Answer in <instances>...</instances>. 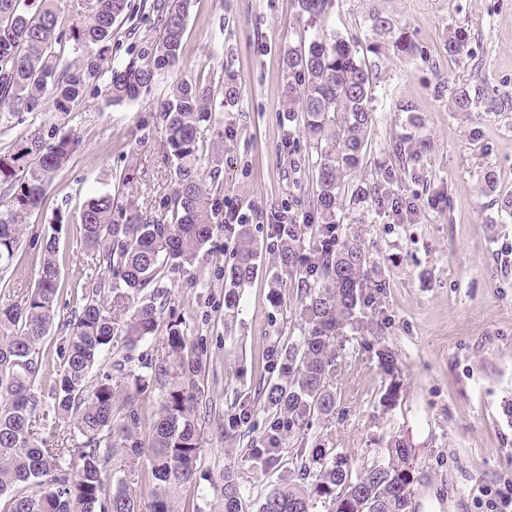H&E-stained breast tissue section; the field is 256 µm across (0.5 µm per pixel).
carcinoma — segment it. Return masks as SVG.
<instances>
[{"mask_svg":"<svg viewBox=\"0 0 512 512\" xmlns=\"http://www.w3.org/2000/svg\"><path fill=\"white\" fill-rule=\"evenodd\" d=\"M329 0H297L303 14L318 16ZM62 0H0V112H33L43 105L67 114L87 88L105 79L109 105L137 99L151 90L158 75L182 59L190 0H158L161 32L155 43L127 62L112 65L115 23L137 9L132 0H83L80 19L58 26ZM375 31L390 35L406 57L416 46L379 13L370 15ZM69 43L74 57L62 60L55 45ZM288 81L283 105L300 119L316 152L315 190L310 226L282 224L270 261L298 277L296 314L304 325L296 342L282 344L277 374L254 391L252 405L232 418L236 433L224 439L246 440L242 458L262 472L279 465L282 448L296 449L300 463L282 471L255 499L254 512H312L324 498L332 512H407L413 476L401 465L406 448L389 449V458L353 468L335 455L311 471L303 461L311 421L332 414L336 392L339 333L356 325L367 302L366 254L359 239L336 243V225L347 219L343 202L386 195L382 185L354 183L368 148L373 113L369 107L373 71L357 41L341 34H317L307 50L288 49ZM211 88L185 78L170 85L160 106L163 158L174 183L158 208L144 210L132 198L106 192L91 197L80 214L82 241L91 273L84 274L70 315L60 316V268L57 239L41 248L38 279L14 303L0 304V512H138L130 485L148 478L150 512H179L175 494L197 491L205 509L196 512H245L251 496L242 476L224 468L222 479L204 486L198 468L202 444L195 409L203 401L208 351L192 340L177 311L167 306L158 286L170 267L192 266L212 242L219 225L204 205L198 129L211 119ZM79 147L62 134L46 140L34 129L15 151L0 152V269L8 270L21 241L22 218L38 207L47 185ZM258 260L251 225L238 230L232 263L224 269V309L239 311L241 290L253 278ZM166 321L162 353L130 366L135 352ZM65 333L53 367L54 403L46 408L37 384L46 370L45 341ZM124 336L125 353L116 358L113 337ZM378 364L389 378L382 396L390 405L401 386L394 354L382 349ZM110 371L93 377L105 361ZM160 401L149 434L141 436L140 398ZM266 415L262 436L246 427L252 409ZM51 419L69 420L70 430L43 436ZM115 485L104 474L112 462Z\"/></svg>","mask_w":512,"mask_h":512,"instance_id":"cac0c4a2","label":"carcinoma"}]
</instances>
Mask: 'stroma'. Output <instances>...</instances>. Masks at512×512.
<instances>
[{
	"label": "stroma",
	"mask_w": 512,
	"mask_h": 512,
	"mask_svg": "<svg viewBox=\"0 0 512 512\" xmlns=\"http://www.w3.org/2000/svg\"><path fill=\"white\" fill-rule=\"evenodd\" d=\"M379 10L418 48L399 54L373 31ZM358 40L375 75L369 147L357 182L387 184L393 199L411 204L398 219L390 206L368 201L351 211L338 236H358L367 255V293L361 329L342 337L340 368L331 381L334 413L314 419L308 449L348 456L355 465L387 457L394 442L407 446L414 476L409 512H497L512 488V0H334L328 15L309 19L296 0H191L183 57L159 75L149 93L106 105L103 84L90 86L72 112L51 109L0 117V150L16 147L27 129L71 132L81 145L25 218L20 247L0 274V303L16 300L38 278L41 241L57 235L60 302L71 301L88 257L77 218L90 191L114 190L134 172L140 203L173 190L162 163L157 104L170 84L187 77L220 86L232 79L235 105L213 104L200 127L204 149H218L220 175L207 180V207L221 229L209 255L187 271H167L161 284L191 338L204 340L209 359L205 395L197 407L203 433L199 463L212 480L234 466L253 493L277 478L253 470L224 442L227 419L263 379L275 374L272 353L298 335L297 283L269 262L274 217L303 224L311 212L312 148L302 125L283 106L284 53L322 29ZM152 9L116 24L112 57L135 56L159 34ZM468 36L464 58L449 56L455 31ZM473 98L458 111L450 87ZM411 138L418 158L400 161L393 149ZM494 171V186L484 175ZM250 224L258 270L243 291L242 309L224 315V266L235 246L226 204ZM278 279L279 294L269 282ZM395 353L401 391L394 406L381 401L385 385L376 353Z\"/></svg>",
	"instance_id": "obj_1"
}]
</instances>
